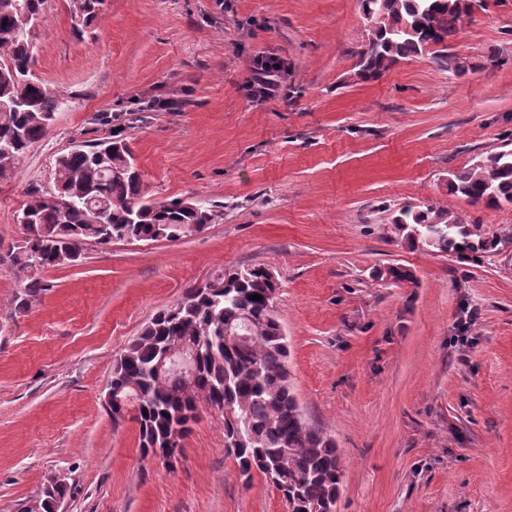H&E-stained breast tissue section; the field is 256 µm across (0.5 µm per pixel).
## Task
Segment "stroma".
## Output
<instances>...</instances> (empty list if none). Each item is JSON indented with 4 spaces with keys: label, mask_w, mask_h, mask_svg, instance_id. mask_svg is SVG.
<instances>
[{
    "label": "stroma",
    "mask_w": 512,
    "mask_h": 512,
    "mask_svg": "<svg viewBox=\"0 0 512 512\" xmlns=\"http://www.w3.org/2000/svg\"><path fill=\"white\" fill-rule=\"evenodd\" d=\"M368 28L360 0H110L78 37L49 0L36 74L64 104L0 180V512L56 476L60 512H287L263 475L241 479L219 412L201 411L170 468L104 403L113 358L154 314L249 264L281 284L294 394L336 442L335 512H512V205L448 193L512 139V0L464 20V76L428 50L359 80ZM260 58L285 66L280 96L251 97ZM100 114L125 126L150 200L210 199L224 219L45 270L15 313L16 211L59 153L104 137ZM430 204L503 247L473 263L408 246L393 217ZM392 264L413 282L380 279Z\"/></svg>",
    "instance_id": "1"
}]
</instances>
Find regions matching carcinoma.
<instances>
[{"instance_id":"1","label":"carcinoma","mask_w":512,"mask_h":512,"mask_svg":"<svg viewBox=\"0 0 512 512\" xmlns=\"http://www.w3.org/2000/svg\"><path fill=\"white\" fill-rule=\"evenodd\" d=\"M476 0H361L372 23L355 76L375 78L402 59L442 46L437 60L461 74L472 68L448 53ZM108 0H67L71 26L84 35L99 24ZM47 0H0V179L10 177L53 127L63 94L35 74V42ZM448 193L496 209L512 204V149L482 155L451 174ZM224 220L208 199H148L125 128L55 158L50 188L32 187L17 210L24 237L8 256L25 276L15 311H27L46 290L41 273L82 262L90 247L114 242L173 241ZM394 227L410 246L478 262L499 241L484 238L449 211L406 207ZM277 285L263 264L234 273L220 293L188 290L157 312L112 361V420L138 424L140 447H176L206 400L220 401L224 447L245 479L257 471L281 492L288 512H334L342 465L336 443L310 423L294 395L289 346L275 305ZM258 294L260 300L250 296ZM246 326L248 339L226 334ZM182 345L196 350V378H162L157 359Z\"/></svg>"}]
</instances>
